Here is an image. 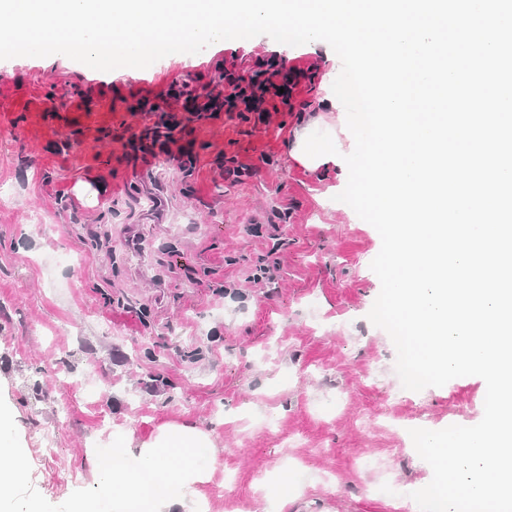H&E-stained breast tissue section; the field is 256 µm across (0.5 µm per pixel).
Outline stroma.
<instances>
[{"label":"stroma","mask_w":512,"mask_h":512,"mask_svg":"<svg viewBox=\"0 0 512 512\" xmlns=\"http://www.w3.org/2000/svg\"><path fill=\"white\" fill-rule=\"evenodd\" d=\"M262 61L302 71L289 104L260 125L222 112L187 122L190 177L131 148L156 120L141 103L183 111L173 86L205 98L221 72ZM336 77L323 49L286 53L266 35L135 77L65 56L0 60V412L27 451L0 512L33 499L93 512L87 455L122 427L141 441L169 422L216 438L203 512H419L410 494L432 469L407 428L477 424L486 384L403 388L391 338L367 318L381 238L337 201L346 175L292 155L304 131L353 145L320 104ZM80 182L96 200L77 196ZM253 224L279 225L283 247ZM258 264L272 276L262 288L245 281ZM214 282L242 294L213 295ZM284 469L286 506L268 492Z\"/></svg>","instance_id":"obj_1"}]
</instances>
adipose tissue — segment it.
Returning <instances> with one entry per match:
<instances>
[{
    "mask_svg": "<svg viewBox=\"0 0 512 512\" xmlns=\"http://www.w3.org/2000/svg\"><path fill=\"white\" fill-rule=\"evenodd\" d=\"M134 443L135 454L129 451ZM218 464L212 433L178 423L160 426L155 437L140 443L133 431H123L112 443L111 458L91 462L101 499L113 500L118 512L188 506Z\"/></svg>",
    "mask_w": 512,
    "mask_h": 512,
    "instance_id": "adipose-tissue-1",
    "label": "adipose tissue"
}]
</instances>
